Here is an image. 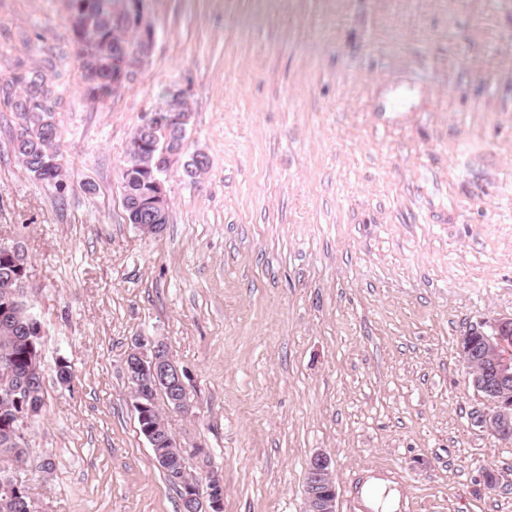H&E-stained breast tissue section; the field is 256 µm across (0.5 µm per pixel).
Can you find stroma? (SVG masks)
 <instances>
[{"instance_id":"1","label":"stroma","mask_w":512,"mask_h":512,"mask_svg":"<svg viewBox=\"0 0 512 512\" xmlns=\"http://www.w3.org/2000/svg\"><path fill=\"white\" fill-rule=\"evenodd\" d=\"M146 4L148 64L92 101L67 0H0V72L49 67L68 176L30 179L0 112V241L27 251L42 325L18 473L38 512H179L123 371L136 336L187 372L193 413L169 422L223 512H302L318 452L337 512H512V446L471 425L485 401L457 354L512 317V0ZM174 87L211 166L168 173L148 237L124 148Z\"/></svg>"}]
</instances>
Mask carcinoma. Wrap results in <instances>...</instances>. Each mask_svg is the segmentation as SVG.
Instances as JSON below:
<instances>
[{
	"label": "carcinoma",
	"instance_id": "carcinoma-1",
	"mask_svg": "<svg viewBox=\"0 0 512 512\" xmlns=\"http://www.w3.org/2000/svg\"><path fill=\"white\" fill-rule=\"evenodd\" d=\"M89 8L70 19L71 43L81 40L102 67L94 76L84 77L87 97L99 99L112 94V53H120L127 42L128 18L112 11L114 0H84ZM0 103L14 118L11 144L24 171L34 180L64 189L54 155L60 144L55 116L57 99L48 69L32 66L8 78H0ZM151 174L147 170H130L122 174V198L137 204L146 200ZM26 276L23 268L8 254L0 252V371L10 369L22 382L28 372L29 349L39 350L40 325L22 293L8 298L5 287L16 288ZM43 407V385L25 388L0 402V481L11 474L13 466L25 460L27 448L22 421L16 414L27 413L30 402Z\"/></svg>",
	"mask_w": 512,
	"mask_h": 512
}]
</instances>
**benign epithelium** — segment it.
I'll use <instances>...</instances> for the list:
<instances>
[{
    "mask_svg": "<svg viewBox=\"0 0 512 512\" xmlns=\"http://www.w3.org/2000/svg\"><path fill=\"white\" fill-rule=\"evenodd\" d=\"M130 24L138 33L137 41L123 48L120 57L112 58V92H119L132 82L141 68L149 60L155 41L154 28L143 7H138L130 17ZM159 122L165 124L163 145L158 138L150 136L128 145L124 160H136L141 155L152 159L151 153H143L146 141L159 149L155 160L156 175L152 182L153 191L146 203L129 208L127 221L135 225L140 232L148 236H157L163 232L162 220L168 214L169 199L163 179V173L170 167L183 163L187 131L192 120V110L186 93L177 88L168 92L163 106L157 109ZM512 334V317L499 318L487 324L481 322L463 333L458 340V351L462 363L471 368V384L482 394L488 408L478 409L471 422L495 436L500 441L512 444V358L502 352L503 338ZM124 371L135 383V389L147 388L168 391L174 402L172 410L185 414L189 404L185 400V373L174 361L167 344L161 339L138 337L132 342L124 360ZM146 438L159 448L158 455L164 463L178 467L186 464L185 454L174 457L167 453L169 448L182 447L179 439L165 433L164 424L146 431ZM222 479L212 474L208 479L206 493L192 488L184 497V504L192 508L200 502L201 512L219 509L222 502ZM336 484L331 458L324 453L314 454L307 465L304 485V512H337Z\"/></svg>",
    "mask_w": 512,
    "mask_h": 512,
    "instance_id": "obj_1",
    "label": "benign epithelium"
}]
</instances>
